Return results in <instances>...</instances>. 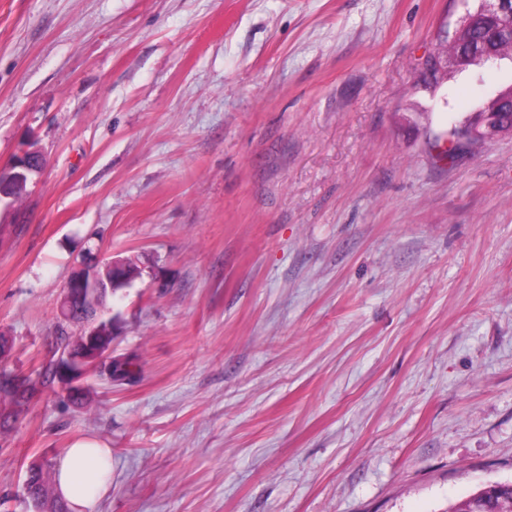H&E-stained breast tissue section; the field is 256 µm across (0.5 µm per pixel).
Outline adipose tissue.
<instances>
[{
  "label": "adipose tissue",
  "instance_id": "ef3b65f1",
  "mask_svg": "<svg viewBox=\"0 0 512 512\" xmlns=\"http://www.w3.org/2000/svg\"><path fill=\"white\" fill-rule=\"evenodd\" d=\"M112 472L111 451L91 442L76 443L56 466V493L73 512H89Z\"/></svg>",
  "mask_w": 512,
  "mask_h": 512
}]
</instances>
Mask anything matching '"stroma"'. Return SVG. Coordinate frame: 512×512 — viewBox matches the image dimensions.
Returning <instances> with one entry per match:
<instances>
[{"label":"stroma","instance_id":"1","mask_svg":"<svg viewBox=\"0 0 512 512\" xmlns=\"http://www.w3.org/2000/svg\"><path fill=\"white\" fill-rule=\"evenodd\" d=\"M460 0H0V336L41 379L84 247L136 382H55L0 497L74 442L95 512H445L512 483V131L454 140L512 59L426 62ZM43 156L37 149L26 150L17 155L6 176L0 169V203L2 198H15V194H5L2 190L4 185H9L15 193L25 189L29 175L38 173L42 169Z\"/></svg>","mask_w":512,"mask_h":512}]
</instances>
